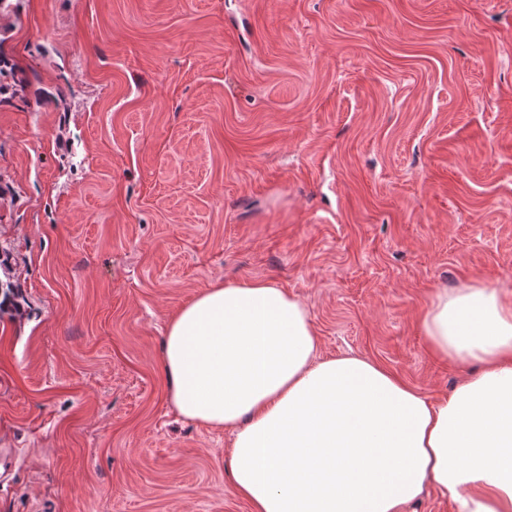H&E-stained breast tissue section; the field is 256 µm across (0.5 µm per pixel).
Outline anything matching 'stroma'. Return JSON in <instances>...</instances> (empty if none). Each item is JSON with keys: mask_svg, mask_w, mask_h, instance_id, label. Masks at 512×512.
Segmentation results:
<instances>
[{"mask_svg": "<svg viewBox=\"0 0 512 512\" xmlns=\"http://www.w3.org/2000/svg\"><path fill=\"white\" fill-rule=\"evenodd\" d=\"M0 512H250L170 316L271 280L429 398L419 317L512 299V0H0Z\"/></svg>", "mask_w": 512, "mask_h": 512, "instance_id": "1", "label": "stroma"}]
</instances>
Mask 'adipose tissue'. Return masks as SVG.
<instances>
[{
	"label": "adipose tissue",
	"mask_w": 512,
	"mask_h": 512,
	"mask_svg": "<svg viewBox=\"0 0 512 512\" xmlns=\"http://www.w3.org/2000/svg\"><path fill=\"white\" fill-rule=\"evenodd\" d=\"M420 329L435 356L480 366L436 401L372 360L320 358L307 308L279 285L217 282L168 321L169 399L230 431L251 512H401L429 490L453 512H512V301L438 288Z\"/></svg>",
	"instance_id": "adipose-tissue-1"
}]
</instances>
